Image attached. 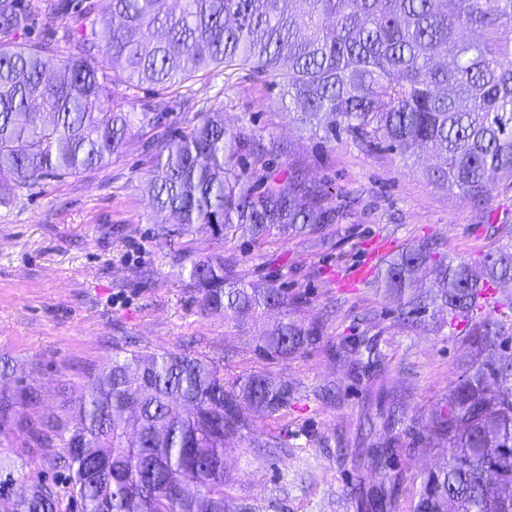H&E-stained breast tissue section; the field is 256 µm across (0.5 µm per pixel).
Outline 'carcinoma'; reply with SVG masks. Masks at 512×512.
I'll return each mask as SVG.
<instances>
[{
  "label": "carcinoma",
  "instance_id": "carcinoma-1",
  "mask_svg": "<svg viewBox=\"0 0 512 512\" xmlns=\"http://www.w3.org/2000/svg\"><path fill=\"white\" fill-rule=\"evenodd\" d=\"M68 2L0 0V173L13 176L3 197L107 166L135 123L152 126L168 108L126 111L104 63L134 87L158 89L212 69L247 70L280 87L299 122L329 139L344 132L404 156L431 152L436 164L424 176L450 196L482 207L494 185L512 187V0H81L91 25L69 36L55 63L50 42L19 35L35 14ZM154 149L149 184L166 215L155 237L180 260L181 240L198 226L224 238L246 226L262 239L336 221L328 192L297 168L279 184L252 181L244 139L219 112ZM188 277L203 310L227 320L280 311L255 347L265 359L325 336L324 321L300 316L305 298L245 285L222 253L193 260ZM503 281H512V252H487L474 266L435 241L402 250L381 273L379 290L403 325L436 309L450 322L472 320L448 403L418 443L443 461L423 476L410 512H512V355H489L512 326L479 314L480 292ZM363 350L365 370L382 365L367 336L335 356ZM293 399L284 381L226 378L219 362L182 349L115 353L66 420L30 414L37 388L0 386V434L23 428L54 473L17 493L10 512H248L224 491V441L247 428L241 404L278 423ZM396 452L390 441L372 463L387 467ZM22 469L0 457L1 501Z\"/></svg>",
  "mask_w": 512,
  "mask_h": 512
}]
</instances>
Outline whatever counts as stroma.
<instances>
[{
    "label": "stroma",
    "mask_w": 512,
    "mask_h": 512,
    "mask_svg": "<svg viewBox=\"0 0 512 512\" xmlns=\"http://www.w3.org/2000/svg\"><path fill=\"white\" fill-rule=\"evenodd\" d=\"M107 78L113 95L134 106L162 98L177 105L155 126L135 128L108 166L42 181L0 205V358L14 367L12 384H35L40 415L64 418L125 340L148 355L199 351L222 359L225 373H261L296 388L284 416L286 446L277 453L256 445L268 420L242 407L248 427L227 438L224 452L232 497L252 512H408L421 477L438 463L416 445L459 376L460 329L444 311L424 325L403 326L372 285L343 288L337 280L365 261L375 239L400 250L434 240L465 261L512 250V236L487 231L489 219L512 222V189L495 186L484 208L473 207L424 178L426 157L406 161L343 133L327 140L301 128L277 87L241 70L214 69L166 91L129 86L112 71ZM211 112L222 113L225 128L249 144H290V155L253 167L255 180L298 168L335 188L345 220L324 225L314 238L278 235L262 244L245 229L225 239L199 230L184 239L186 258L176 261L154 236L160 219L149 199V142L188 130ZM216 251L235 261L245 284L271 283L305 297L302 317L326 319L323 347L268 360L255 346L276 312L240 323L203 311L188 269L192 259ZM366 333L378 339L391 397L404 404L395 419L374 418L375 442L400 446L385 469L354 464L345 449L364 427L370 382L328 351ZM326 385L336 389L335 404L318 399ZM394 477L396 493L371 506L368 493ZM354 486L362 495L351 494Z\"/></svg>",
    "instance_id": "35a3bbf8"
}]
</instances>
